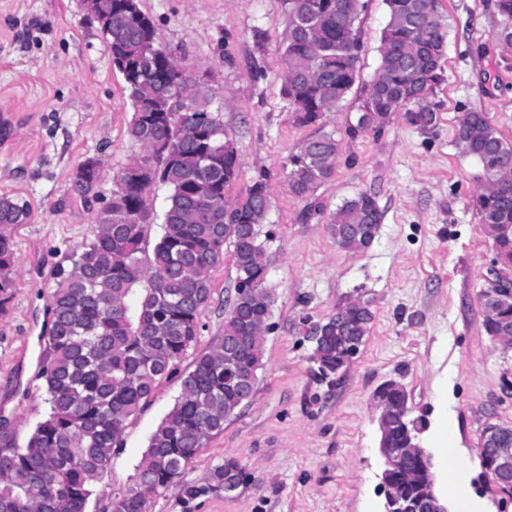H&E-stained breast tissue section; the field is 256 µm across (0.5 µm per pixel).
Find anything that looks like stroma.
Returning <instances> with one entry per match:
<instances>
[{"label":"stroma","mask_w":512,"mask_h":512,"mask_svg":"<svg viewBox=\"0 0 512 512\" xmlns=\"http://www.w3.org/2000/svg\"><path fill=\"white\" fill-rule=\"evenodd\" d=\"M440 3L447 39L435 133L398 119L352 137L346 129L379 65L383 0H367L358 74L342 107L310 126L294 124L281 93L282 0H140L158 42L185 65L211 72L208 108L241 158L231 197L243 198L259 176L267 178L271 206L261 230L269 235L265 287L274 299L253 398L184 475L207 484L213 467L233 458L248 475L245 484L193 500L174 486L149 512H383L374 394L390 380L405 387L410 415L425 431L449 414L448 438L484 512H512L479 461L485 424L512 426V395L503 391L512 382V349L483 327L480 291L494 248L474 207L480 168L456 144L458 118L470 109L486 112L512 142V64L501 61L493 38L503 23L495 0ZM123 87L81 0H0V195L31 207L29 222L13 230L17 276L0 310V417L20 445L44 416L38 371L50 273L89 236L116 175L141 152L127 134L132 107ZM324 132L338 142L336 173L312 197H297L284 165ZM89 159L101 163L99 180L83 195L75 180ZM361 192L376 198L384 218L369 248L349 252L331 236L328 217ZM235 278L232 259L215 269L203 329L180 372L223 335ZM357 295L371 301V331L333 384L319 382L303 322ZM179 392L171 377L128 420L88 512H106L132 486L148 438Z\"/></svg>","instance_id":"35a3bbf8"}]
</instances>
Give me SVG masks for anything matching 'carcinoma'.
Returning a JSON list of instances; mask_svg holds the SVG:
<instances>
[{"mask_svg":"<svg viewBox=\"0 0 512 512\" xmlns=\"http://www.w3.org/2000/svg\"><path fill=\"white\" fill-rule=\"evenodd\" d=\"M388 21L382 31L379 65L363 110L347 132H380L400 118L422 134L438 126L437 88L444 81L446 32L439 0H384ZM288 32L282 94L295 124H316L334 112L351 91L362 48L363 0H283ZM111 46L112 65L123 76L133 108L130 138L142 148L117 176L116 189L97 214L90 237L69 252L53 271L46 314L50 327L38 371L49 411L24 446L0 437V512H87L93 486L112 465L126 422L160 383L177 373V363L200 335L201 314L212 290V272L224 262V244L233 245L235 296L224 318V334L180 374V393L151 434L135 481L112 499L111 512H148L151 500L179 485L194 499L224 491V479L246 476L228 458L214 467L209 482L182 480L189 463L224 423L249 401L263 366L272 296L264 288L267 259L260 226L270 207L266 179H257L232 211L215 205L228 198L241 160L224 151L223 124L194 101L186 112L155 106L191 82L181 60L160 51L154 21L138 0H112V20L98 26ZM503 62L512 61V25L494 33ZM461 153L481 168L475 209L484 232L498 250H512V183L500 171L512 163V143L479 110L458 120ZM338 143L332 133L307 140L288 157L291 192L309 198L335 174ZM154 169V181L168 187L162 233L146 252L155 218L146 201L148 184L138 177ZM30 206L20 197L0 196V306L15 285L12 229L26 223ZM383 212L362 192L331 213L329 229L349 252L376 239ZM140 291L130 315L127 300ZM498 313L484 312V329L494 336L499 317L512 316V291L494 290ZM375 320L370 302L336 307L310 323L314 376L331 383L350 358L346 343L363 345ZM398 413L388 421L390 447L401 448L413 427L402 420L405 390L390 392ZM419 504L436 492L429 460L405 459L389 476Z\"/></svg>","mask_w":512,"mask_h":512,"instance_id":"obj_1","label":"carcinoma"}]
</instances>
